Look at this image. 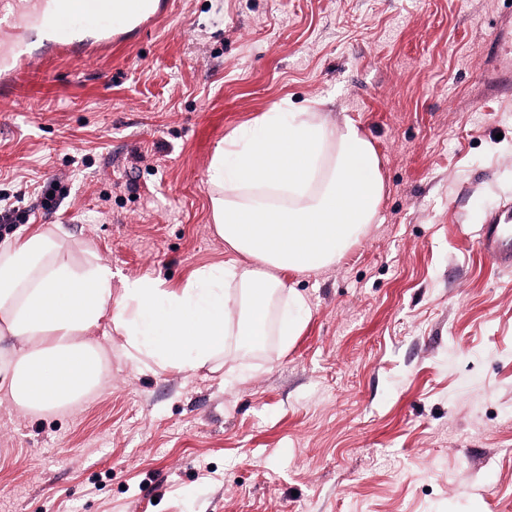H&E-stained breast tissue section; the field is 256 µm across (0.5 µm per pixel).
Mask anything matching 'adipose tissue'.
I'll list each match as a JSON object with an SVG mask.
<instances>
[{
	"mask_svg": "<svg viewBox=\"0 0 512 512\" xmlns=\"http://www.w3.org/2000/svg\"><path fill=\"white\" fill-rule=\"evenodd\" d=\"M371 141L320 112H269L225 139L207 171L215 234L234 260L197 269L176 289L151 278L112 294L98 257H64L60 230L0 241V395L34 414L78 403L103 386L109 324L138 371L189 373L224 353L229 337L261 345L298 336L306 296L283 280L338 263L369 232L384 183Z\"/></svg>",
	"mask_w": 512,
	"mask_h": 512,
	"instance_id": "1",
	"label": "adipose tissue"
}]
</instances>
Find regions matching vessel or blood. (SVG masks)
<instances>
[{"instance_id":"vessel-or-blood-1","label":"vessel or blood","mask_w":512,"mask_h":512,"mask_svg":"<svg viewBox=\"0 0 512 512\" xmlns=\"http://www.w3.org/2000/svg\"><path fill=\"white\" fill-rule=\"evenodd\" d=\"M167 7L168 0H0V97L12 96L19 77L44 57L105 51ZM478 245L489 261L512 265V207L482 226Z\"/></svg>"}]
</instances>
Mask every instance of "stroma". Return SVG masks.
<instances>
[{
    "instance_id": "1",
    "label": "stroma",
    "mask_w": 512,
    "mask_h": 512,
    "mask_svg": "<svg viewBox=\"0 0 512 512\" xmlns=\"http://www.w3.org/2000/svg\"><path fill=\"white\" fill-rule=\"evenodd\" d=\"M356 121L385 195L291 345L231 343L220 371L112 358L103 390L0 402V512H512V267L478 233L512 205V0H171L95 57L42 60L0 99V196L112 294L232 257L218 145L281 102Z\"/></svg>"
}]
</instances>
